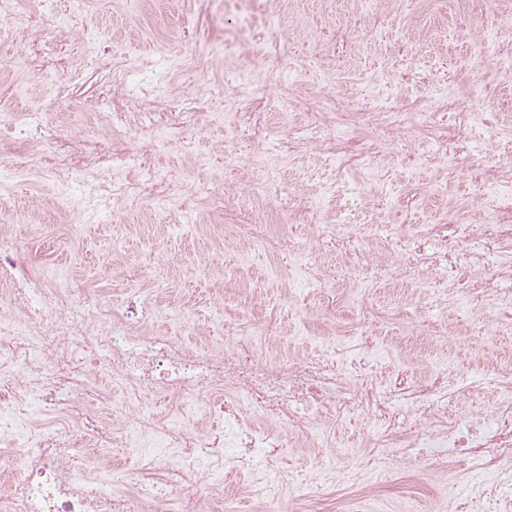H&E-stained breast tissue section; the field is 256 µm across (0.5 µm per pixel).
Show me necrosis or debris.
<instances>
[{"mask_svg": "<svg viewBox=\"0 0 512 512\" xmlns=\"http://www.w3.org/2000/svg\"><path fill=\"white\" fill-rule=\"evenodd\" d=\"M271 0H224V12L244 16L253 55H272L277 46L262 33ZM111 117L115 138L103 157L102 185L87 196L70 193L74 209L93 212L104 201H119L150 183L153 209L172 198L165 151L177 124L164 118L144 123L156 106L153 97H128ZM482 112L449 111L447 99L431 105L399 106L391 94L377 93L371 111L354 112L345 100L321 98L304 113L294 150L311 144L331 152L338 170L358 168L372 175L395 163L393 143L407 131L418 135V160L429 165L455 162ZM0 127L20 146L0 178L18 171L53 176L73 171L91 148L88 140L66 153L42 150L49 122L40 112H12L0 96ZM467 179L482 184L479 203H452L449 224L368 225L366 232L321 224L319 238L336 256V273L356 278L355 345H337L317 360L277 356L270 349L276 328L255 326L251 354L205 351L175 342L155 324L156 312L133 299L127 305L88 311L66 280L47 279L26 255L25 240L38 225L0 230V453L10 469H0V512H223L225 469L246 481L245 490L261 512H286L284 496L292 475L278 450L294 433L312 448H349L356 434L383 441L374 459L378 477L419 474L427 467L471 461L492 478L481 492L460 489L456 506L480 512L492 499L495 512H512V363L479 364L504 396L475 401V383L455 373L428 378L389 365L373 337L378 311L370 287L381 282L414 293L421 281L459 293L470 313L466 331L485 327V309L512 308V165H476ZM488 212L475 221L473 206ZM382 250L364 247V238ZM102 364L122 392L121 401L92 388L88 363ZM219 390L223 400H209ZM176 398L180 409L202 411L207 427L186 420L157 423L150 404ZM470 398L464 417H449V402ZM125 424L153 446L127 491L112 486L111 465L78 473L69 452L109 437ZM178 456L166 462L164 450Z\"/></svg>", "mask_w": 512, "mask_h": 512, "instance_id": "1", "label": "necrosis or debris"}]
</instances>
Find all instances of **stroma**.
<instances>
[{
    "label": "stroma",
    "mask_w": 512,
    "mask_h": 512,
    "mask_svg": "<svg viewBox=\"0 0 512 512\" xmlns=\"http://www.w3.org/2000/svg\"><path fill=\"white\" fill-rule=\"evenodd\" d=\"M465 11L461 0H376L364 19L370 38L355 40L348 30L338 29L323 0H279L264 26L279 53L257 65L288 85L299 109L274 112L262 99L238 103L237 109L269 113L285 126L327 94L358 104L378 89L402 101L442 92L444 60L477 49L478 32L466 26ZM38 16L64 26L65 34L29 27L28 18ZM17 25L16 42L0 49V94L9 97L15 111L48 113L57 150H67L88 133L99 142L112 137L106 124L88 133L72 124L84 107L112 109L114 66L97 56L98 46L116 45L126 60L183 62L178 81L167 85L161 84L158 70L140 76L163 111L187 112L193 99L205 100V109L190 122V148L175 144L167 154L181 194L178 209L154 215L142 205L126 204L119 216L107 212L87 223L56 200V188L32 178L0 191V211L41 225L43 234L31 247L41 253L46 272L76 282L89 302L125 301L123 274L129 270L155 271L176 285L177 305L163 295L151 304L160 326L177 342L217 348L235 338L243 320L280 327L283 335L273 347L279 354L314 358L329 344L352 338L357 286L333 278L336 258L322 242H315L311 259L320 273L314 284L300 266L282 263L275 253L258 248L253 237L224 241L226 226L253 223L259 209L266 212L265 236L287 232L272 202L287 199L293 190L311 198L325 224L342 223L348 216L370 224H428L443 217L450 202L481 193L479 185L449 173L444 164L399 160L378 180L357 170L337 172L328 157L311 147L275 157L274 181L249 175L254 154L265 145L248 127L228 138L222 120L225 100L217 93L225 73L244 62L241 32L214 19L203 0H22ZM461 97L490 113L492 124L504 133L487 141L481 157L485 165L512 162V73L484 54L477 80ZM230 147L239 160L234 167L224 158ZM194 154L206 158L205 167L192 165ZM228 183L256 187L260 193L252 206L228 207ZM374 302L381 311L376 339L386 360L427 376L448 367L475 366L474 339L457 335L465 313L452 297L431 288L408 297L381 286ZM374 455L365 444L347 455L335 448H303L290 436L281 450L296 476L291 495L309 512H336L350 492L347 471L370 464ZM330 458L340 479L332 490L314 480ZM471 477L463 465L451 473L436 467L409 484L384 480L364 501H384L390 512H430L445 479L463 484Z\"/></svg>",
    "instance_id": "obj_1"
}]
</instances>
